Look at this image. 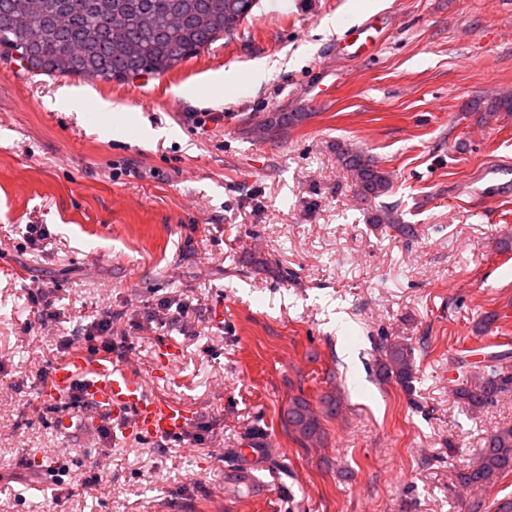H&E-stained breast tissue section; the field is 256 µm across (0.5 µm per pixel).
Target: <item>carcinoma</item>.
Masks as SVG:
<instances>
[{
  "label": "carcinoma",
  "instance_id": "carcinoma-1",
  "mask_svg": "<svg viewBox=\"0 0 512 512\" xmlns=\"http://www.w3.org/2000/svg\"><path fill=\"white\" fill-rule=\"evenodd\" d=\"M257 0H0V15H22L26 23L4 33L0 48L22 50L29 71L48 77L79 76L110 81L149 73L164 74L197 55L224 34L237 30ZM306 119L302 112H277L266 124L273 132ZM342 168L364 199L388 193L390 180L374 159L347 145H336ZM379 375L396 378L403 387L414 376L411 351L401 343H382ZM456 397L467 407L482 408L512 387V373L488 355L475 373L467 355L456 359ZM336 397L325 394L318 409L303 397L288 402L284 425L300 445L322 435L319 415L334 416ZM512 472V425H503L483 441L476 462L458 472L462 486L487 489Z\"/></svg>",
  "mask_w": 512,
  "mask_h": 512
}]
</instances>
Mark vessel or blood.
Wrapping results in <instances>:
<instances>
[{
	"label": "vessel or blood",
	"instance_id": "b4317fda",
	"mask_svg": "<svg viewBox=\"0 0 512 512\" xmlns=\"http://www.w3.org/2000/svg\"><path fill=\"white\" fill-rule=\"evenodd\" d=\"M377 22V17L372 16L351 28L343 42L338 43V51L357 57L370 54L372 43L367 34L375 29ZM149 381V376L129 368L110 367L90 356L77 357L56 367L42 397L46 400L62 397L77 382L82 386L83 400L92 408L131 422L141 434L160 438L185 430L188 412L177 404L150 396Z\"/></svg>",
	"mask_w": 512,
	"mask_h": 512
}]
</instances>
